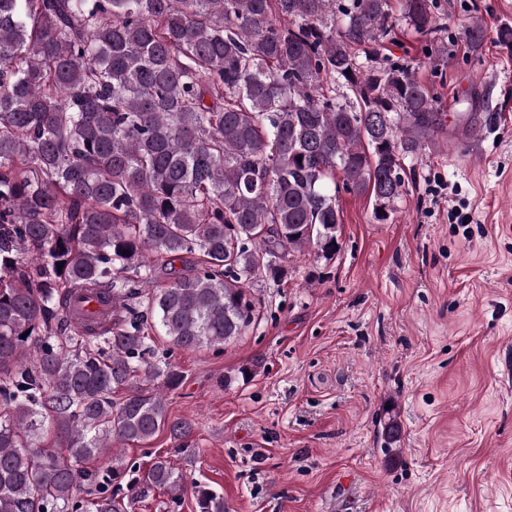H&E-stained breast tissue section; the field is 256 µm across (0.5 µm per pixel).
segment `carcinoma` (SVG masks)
<instances>
[{
    "label": "carcinoma",
    "mask_w": 512,
    "mask_h": 512,
    "mask_svg": "<svg viewBox=\"0 0 512 512\" xmlns=\"http://www.w3.org/2000/svg\"><path fill=\"white\" fill-rule=\"evenodd\" d=\"M399 10L440 60L432 0ZM393 27L392 0H0V512L184 491L164 456L122 495L117 457L83 464L192 434L168 415L184 374L151 331L221 349L251 323L250 283L336 255L340 190L399 198L442 122L410 68L380 60ZM79 293L112 315H73Z\"/></svg>",
    "instance_id": "carcinoma-1"
}]
</instances>
